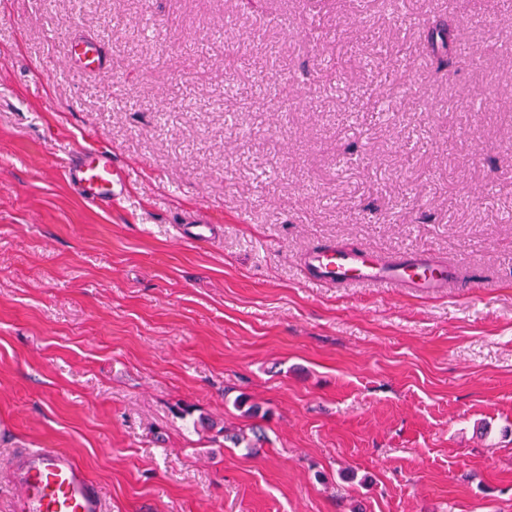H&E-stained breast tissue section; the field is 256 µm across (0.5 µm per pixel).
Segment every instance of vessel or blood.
Instances as JSON below:
<instances>
[{
    "label": "vessel or blood",
    "mask_w": 512,
    "mask_h": 512,
    "mask_svg": "<svg viewBox=\"0 0 512 512\" xmlns=\"http://www.w3.org/2000/svg\"><path fill=\"white\" fill-rule=\"evenodd\" d=\"M69 180L87 202L111 205L123 184L112 166L111 152L94 151L70 166ZM307 265L318 283L345 286L384 282L416 288H444L453 278L447 268L432 266L417 254L403 260L380 261L360 251L310 253ZM16 494L12 512H104V498L85 469L57 448H29L12 462Z\"/></svg>",
    "instance_id": "obj_1"
}]
</instances>
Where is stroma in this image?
<instances>
[{
  "mask_svg": "<svg viewBox=\"0 0 512 512\" xmlns=\"http://www.w3.org/2000/svg\"><path fill=\"white\" fill-rule=\"evenodd\" d=\"M327 248L459 279L326 287ZM27 448L106 512H512V10L0 0V490ZM456 37V30L453 24L447 20H438L432 28L430 34V44L432 55L440 56L451 53L453 43ZM69 180L76 185L83 199L98 206H111L123 184L112 166V153L94 151L69 167Z\"/></svg>",
  "mask_w": 512,
  "mask_h": 512,
  "instance_id": "1",
  "label": "stroma"
}]
</instances>
